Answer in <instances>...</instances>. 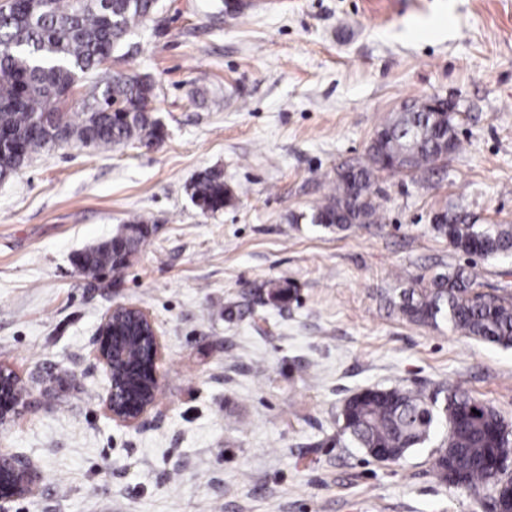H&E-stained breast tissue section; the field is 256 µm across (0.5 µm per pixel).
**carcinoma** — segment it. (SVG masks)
<instances>
[{"instance_id": "cac0c4a2", "label": "carcinoma", "mask_w": 512, "mask_h": 512, "mask_svg": "<svg viewBox=\"0 0 512 512\" xmlns=\"http://www.w3.org/2000/svg\"><path fill=\"white\" fill-rule=\"evenodd\" d=\"M159 0H18L0 10V180L28 160L63 143L110 150L139 141L146 147L163 140L154 116L156 85L147 76L105 72L80 103L64 110L65 96L84 76L103 65L127 36L158 8ZM422 100L404 106L379 126L366 158L336 171L333 192L311 213V223L343 229L378 224L380 206L373 187L386 170H408L423 179L459 147L457 113ZM192 198L198 208L217 212L229 203L224 177L201 174ZM150 219L128 220L125 240L105 241L78 254L99 271L115 265V254L131 256L146 237ZM432 228L454 249L492 257L512 254L511 224H472L460 212L435 215ZM476 275L458 267L436 275L425 288L401 292L398 309L412 322L448 325L462 336L512 347V303L480 294ZM341 431L378 462L396 463L430 440L440 421L448 436L435 450L433 470L442 484L478 495L493 493L500 512H512L509 465L499 464L512 447V428L491 406L458 386L432 391L409 388L363 389L341 406Z\"/></svg>"}]
</instances>
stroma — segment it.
Listing matches in <instances>:
<instances>
[{
	"mask_svg": "<svg viewBox=\"0 0 512 512\" xmlns=\"http://www.w3.org/2000/svg\"><path fill=\"white\" fill-rule=\"evenodd\" d=\"M160 0L108 70L149 76L165 137L55 146L0 182V366L27 389L0 448L39 471L11 512H493L439 483L434 446L380 464L337 441L365 388L459 385L512 424V348L414 323L402 290L473 267L512 301V258L431 230L437 213L512 225V0ZM451 99L459 147L431 181L384 171L382 223L310 221L336 168L414 99ZM230 204L202 212L204 172ZM152 231L90 280L80 250L133 215ZM290 287L287 305L272 286ZM140 308L162 345L143 425L107 415L96 333ZM192 198L201 210L217 212L229 203L230 194L220 172L207 171L201 174L193 188Z\"/></svg>",
	"mask_w": 512,
	"mask_h": 512,
	"instance_id": "obj_1",
	"label": "stroma"
}]
</instances>
